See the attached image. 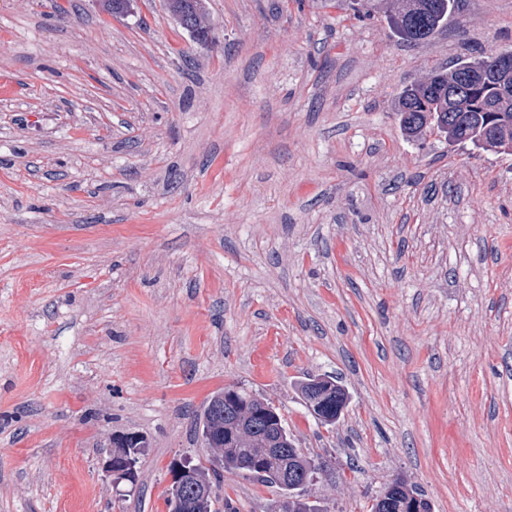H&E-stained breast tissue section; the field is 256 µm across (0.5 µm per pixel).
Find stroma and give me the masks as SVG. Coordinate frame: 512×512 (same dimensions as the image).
<instances>
[{"instance_id": "obj_1", "label": "stroma", "mask_w": 512, "mask_h": 512, "mask_svg": "<svg viewBox=\"0 0 512 512\" xmlns=\"http://www.w3.org/2000/svg\"><path fill=\"white\" fill-rule=\"evenodd\" d=\"M388 0H0V512H167L244 385L324 466L329 512L396 477L432 512H512V151L407 137L405 86L512 50V0L427 43ZM335 375L334 427L295 384ZM144 435L135 484L101 459ZM220 497L278 492L228 474ZM168 10L178 23L198 40L210 31L205 0H167Z\"/></svg>"}]
</instances>
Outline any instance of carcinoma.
<instances>
[{"mask_svg": "<svg viewBox=\"0 0 512 512\" xmlns=\"http://www.w3.org/2000/svg\"><path fill=\"white\" fill-rule=\"evenodd\" d=\"M454 4L455 0H390L387 18L399 39L410 44L425 43L448 24ZM167 6L184 29L199 40L205 39L210 31L206 0H167ZM459 69L474 72L475 88L457 111L450 112L448 80ZM492 110L504 113L512 122V91L506 92L499 83L488 57L461 60L450 71L434 70L426 82L405 88L396 108L402 129L409 134L436 125L441 117L453 126L458 142L486 151L502 149L512 142V129L503 131L497 143L482 145L475 140L478 113ZM297 390L311 414L324 426L336 424L347 406L345 389L325 374L306 377L297 384ZM201 422V436L209 435L216 441L214 453L221 458V470L213 471L205 495H194L190 483L167 491L168 512H175L179 497L192 500L191 512H212L225 471L276 488L279 497L274 512H282L284 506L288 512H324L320 502L309 500L306 489L288 481V472L299 471L310 479L322 464L297 447L272 403L241 386L234 400L220 390L209 399ZM143 447L145 441L138 435L112 436L113 456L119 461L136 458L137 449ZM372 512H432V506L423 493L396 478L374 499Z\"/></svg>", "mask_w": 512, "mask_h": 512, "instance_id": "obj_1", "label": "carcinoma"}]
</instances>
